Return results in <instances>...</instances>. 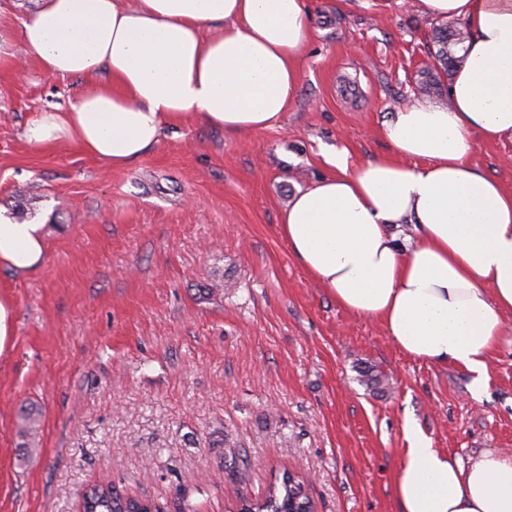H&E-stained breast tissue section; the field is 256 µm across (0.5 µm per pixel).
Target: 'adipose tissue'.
I'll return each instance as SVG.
<instances>
[{"mask_svg": "<svg viewBox=\"0 0 512 512\" xmlns=\"http://www.w3.org/2000/svg\"><path fill=\"white\" fill-rule=\"evenodd\" d=\"M417 4L468 32L446 103L395 112L383 124L391 155L352 168L335 158L336 173L294 196L279 231L339 307L380 323L413 359L482 378L512 314V187L472 158L479 141L512 142V0ZM311 33L306 0H35L21 29L26 55L83 85L25 136L76 143L121 169L185 121L228 135L271 128L294 97ZM46 255L42 225L0 212V267L31 274ZM410 439L398 512H512L511 457L466 465L418 432Z\"/></svg>", "mask_w": 512, "mask_h": 512, "instance_id": "adipose-tissue-1", "label": "adipose tissue"}]
</instances>
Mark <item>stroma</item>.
Masks as SVG:
<instances>
[{
    "mask_svg": "<svg viewBox=\"0 0 512 512\" xmlns=\"http://www.w3.org/2000/svg\"><path fill=\"white\" fill-rule=\"evenodd\" d=\"M313 33L296 95L272 128H165L114 169L75 144L29 143L77 78L19 61L33 0H0V208L44 225L38 272L0 268L15 304L0 354V512H77L112 482L162 512H236L285 474L317 512H397L409 428L470 462L512 454V343L483 383L399 351L376 321L313 283L278 231L298 190L383 157V121L421 99L438 19L411 0H307ZM475 163L512 186V143ZM385 373V391L361 382ZM41 415L35 443L23 412Z\"/></svg>",
    "mask_w": 512,
    "mask_h": 512,
    "instance_id": "1",
    "label": "stroma"
}]
</instances>
